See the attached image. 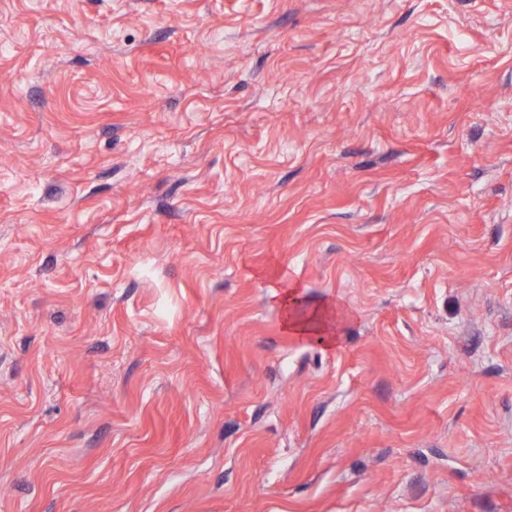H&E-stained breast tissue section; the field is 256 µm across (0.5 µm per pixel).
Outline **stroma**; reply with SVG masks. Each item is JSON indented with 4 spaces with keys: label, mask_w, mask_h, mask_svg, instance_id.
<instances>
[{
    "label": "stroma",
    "mask_w": 512,
    "mask_h": 512,
    "mask_svg": "<svg viewBox=\"0 0 512 512\" xmlns=\"http://www.w3.org/2000/svg\"><path fill=\"white\" fill-rule=\"evenodd\" d=\"M1 43L0 512H512V0H0ZM297 292L294 289L282 288L273 291V295L278 299L284 308V319L288 327H290L296 334L307 337L310 333L318 334L325 333V330L330 331L326 314L316 308L311 311L310 315L306 318L299 316L292 304L296 301Z\"/></svg>",
    "instance_id": "stroma-1"
}]
</instances>
